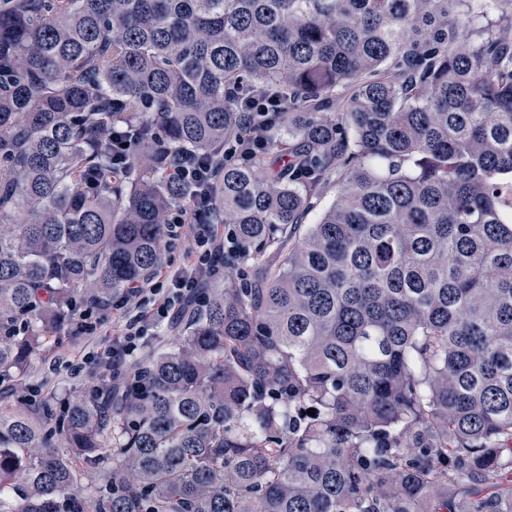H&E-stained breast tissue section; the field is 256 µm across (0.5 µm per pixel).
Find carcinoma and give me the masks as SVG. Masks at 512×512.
<instances>
[{
	"label": "carcinoma",
	"instance_id": "1",
	"mask_svg": "<svg viewBox=\"0 0 512 512\" xmlns=\"http://www.w3.org/2000/svg\"><path fill=\"white\" fill-rule=\"evenodd\" d=\"M458 2L0 0V379L227 228L167 349L0 404V512H512V23Z\"/></svg>",
	"mask_w": 512,
	"mask_h": 512
}]
</instances>
